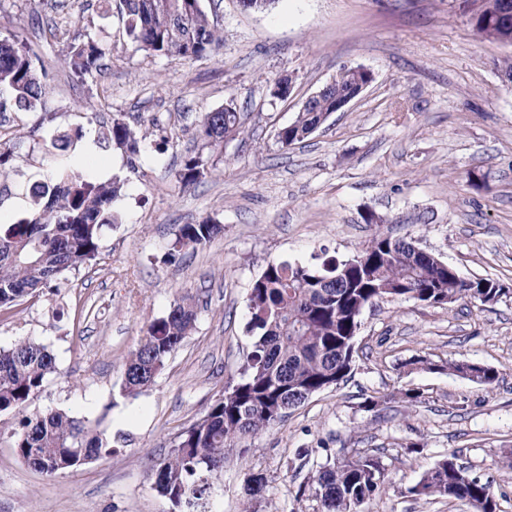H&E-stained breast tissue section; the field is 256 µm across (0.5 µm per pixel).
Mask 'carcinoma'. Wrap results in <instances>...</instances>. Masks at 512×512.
Returning <instances> with one entry per match:
<instances>
[{
    "label": "carcinoma",
    "instance_id": "carcinoma-1",
    "mask_svg": "<svg viewBox=\"0 0 512 512\" xmlns=\"http://www.w3.org/2000/svg\"><path fill=\"white\" fill-rule=\"evenodd\" d=\"M512 0H466L474 31L502 41L512 39ZM116 9L136 49L153 55L199 58L215 52L222 32L203 0H118ZM102 44L88 33L67 40L62 64L84 79L101 70ZM364 75L350 74L334 88L312 99L294 121L279 132L288 147L323 124L336 95L349 92ZM46 88L37 74L34 54L14 33L0 35V116L37 109ZM241 129L236 109L206 112L199 124L204 145L218 147ZM144 137L120 118L98 125L99 150H119L136 167ZM208 172L198 152L185 160L178 182L187 188ZM124 182L93 181L78 169L57 172L29 188V218L0 224V307L59 280L66 271L96 260L104 227L118 222L112 203ZM223 231L210 219L183 224L171 256L184 248L208 244ZM505 289L487 278L460 280L457 269L429 252H419L404 239L373 238L358 258H328L318 267L271 263L249 290L247 331L254 337L240 380L228 385L196 422L185 429L178 447L154 469L158 493L178 512H207L212 480L224 468L226 449L246 452L247 440L282 422L299 405L300 395H314L337 386L347 376L354 338L363 310L391 297L427 304L467 299L481 304L499 300ZM197 318L193 299L184 298L168 315L149 326L126 363L122 392L139 394L164 369L176 348L191 333ZM56 372L55 357L42 344L23 339L0 350V413L21 409L37 397ZM16 454L30 467L55 475L77 468L112 451L86 421L63 410L18 420L10 433ZM383 465L375 456L343 454L326 462L312 476L321 512H360L383 492ZM266 479L258 475L245 486L247 499L263 498ZM414 497L448 496L470 504L475 512H499L489 483L457 463L456 454L438 462L408 488Z\"/></svg>",
    "mask_w": 512,
    "mask_h": 512
}]
</instances>
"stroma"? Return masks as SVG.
Segmentation results:
<instances>
[{"mask_svg":"<svg viewBox=\"0 0 512 512\" xmlns=\"http://www.w3.org/2000/svg\"><path fill=\"white\" fill-rule=\"evenodd\" d=\"M215 12L220 48L191 59L136 50L100 0H0V34L24 37L46 87L36 111L0 124V147L14 154L0 186L20 192L39 172L105 166L124 183L113 204L121 221L104 229L96 264L0 309V348L32 339L57 364L43 392L0 422L61 409L112 450L49 476L0 435V512H170L152 472L177 433L239 380L252 343V281L271 262L352 258L378 235L412 241L505 293L487 306L382 299L366 307L344 381L249 439L245 456L229 453L210 508L243 512L254 473L268 480L258 512L269 504L318 512L310 475L345 448L384 467L385 491L362 512H473L407 492L451 453L512 512V84L499 69L512 44L476 34L464 0H274L262 12L218 0ZM50 19L59 24L54 42L42 34ZM77 30L106 48V69L84 81L58 57ZM345 67L369 70L372 83L309 138L282 146L279 129ZM285 76L293 90L282 100L272 90ZM229 103L241 133L204 149L202 115ZM115 116L145 138L137 168L121 151L89 149L91 128ZM81 128L74 149L45 151L44 138ZM202 150L208 175L182 188L178 170ZM371 212L381 223H366ZM418 212L430 223H407ZM205 218L223 234L169 259L179 226ZM186 296L198 304L191 334L152 385L123 395L127 358L147 325ZM451 358L494 368L498 383L435 370ZM368 397L376 407L364 408Z\"/></svg>","mask_w":512,"mask_h":512,"instance_id":"obj_1","label":"stroma"}]
</instances>
